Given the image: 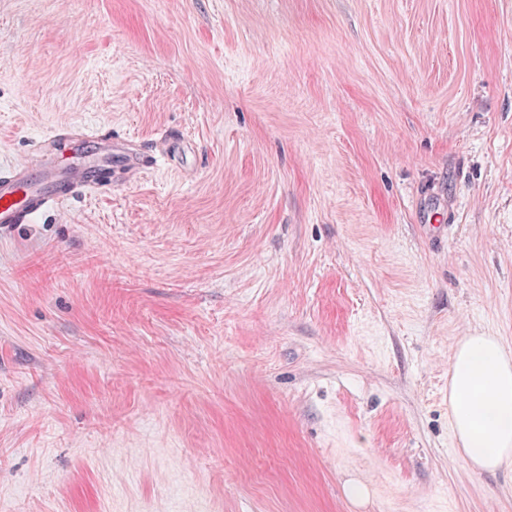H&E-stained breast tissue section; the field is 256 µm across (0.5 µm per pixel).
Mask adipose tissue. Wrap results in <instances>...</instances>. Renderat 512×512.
I'll list each match as a JSON object with an SVG mask.
<instances>
[{
    "mask_svg": "<svg viewBox=\"0 0 512 512\" xmlns=\"http://www.w3.org/2000/svg\"><path fill=\"white\" fill-rule=\"evenodd\" d=\"M449 423L471 467L512 469V355L498 337L476 332L448 367Z\"/></svg>",
    "mask_w": 512,
    "mask_h": 512,
    "instance_id": "adipose-tissue-1",
    "label": "adipose tissue"
}]
</instances>
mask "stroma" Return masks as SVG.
I'll list each match as a JSON object with an SVG mask.
<instances>
[{
	"instance_id": "1",
	"label": "stroma",
	"mask_w": 512,
	"mask_h": 512,
	"mask_svg": "<svg viewBox=\"0 0 512 512\" xmlns=\"http://www.w3.org/2000/svg\"><path fill=\"white\" fill-rule=\"evenodd\" d=\"M61 122L153 160L0 232V512H512V0H0V162ZM449 423L471 467L512 469V359L497 336L472 333L448 367Z\"/></svg>"
}]
</instances>
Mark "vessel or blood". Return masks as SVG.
Masks as SVG:
<instances>
[{
    "label": "vessel or blood",
    "instance_id": "1",
    "mask_svg": "<svg viewBox=\"0 0 512 512\" xmlns=\"http://www.w3.org/2000/svg\"><path fill=\"white\" fill-rule=\"evenodd\" d=\"M100 182L97 170L81 162L56 161L54 140L45 138L35 162L14 165L0 176V231L29 223L70 194L96 189Z\"/></svg>",
    "mask_w": 512,
    "mask_h": 512
}]
</instances>
